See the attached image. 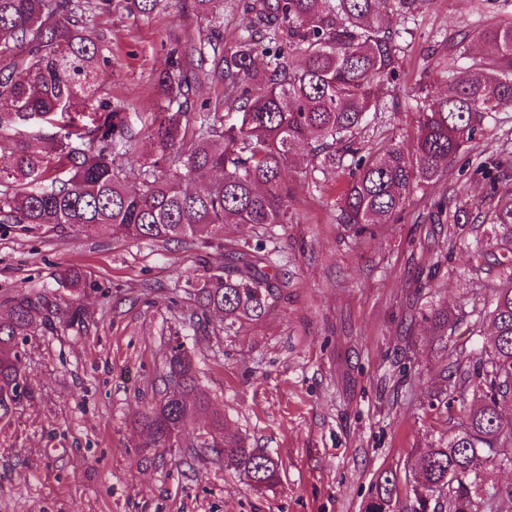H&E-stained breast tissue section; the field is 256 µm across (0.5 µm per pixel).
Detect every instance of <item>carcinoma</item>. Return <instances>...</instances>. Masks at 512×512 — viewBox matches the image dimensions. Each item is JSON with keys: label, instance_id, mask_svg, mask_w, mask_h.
Wrapping results in <instances>:
<instances>
[{"label": "carcinoma", "instance_id": "1", "mask_svg": "<svg viewBox=\"0 0 512 512\" xmlns=\"http://www.w3.org/2000/svg\"><path fill=\"white\" fill-rule=\"evenodd\" d=\"M430 0H195L197 13L214 24L199 40L173 48L157 78L160 112L148 135L151 151L135 167L138 134L125 121V106L98 98V76L111 47L85 22L86 14L112 10V0H0V133L47 123L58 130L37 149L16 139L0 153V224L107 227L133 241L198 242L224 247V225L288 223L293 166L304 177L344 167L350 181L336 201L340 224L363 231L389 224L405 211L414 191L437 183L448 166L483 133V122L512 108V22L462 34L491 45L493 54L472 57L446 77L434 67L415 92L412 146L395 140L376 152L356 146L369 115L384 110L385 86L400 75L402 47L386 23L414 16ZM169 0H125L128 14L148 19ZM234 23L243 36L224 49L219 26ZM445 79V88L433 85ZM224 87V106L236 122L191 125L188 104L203 82ZM92 125L82 122L87 111ZM477 170L492 214L473 212L457 200L452 224H512V196L498 197L507 178L499 162ZM135 178L139 187L130 186ZM281 264L260 241L249 259L234 251L189 284L198 323L218 314L224 333L259 321L280 295ZM0 315V419L34 398L22 373L18 340L37 326L81 331L84 309L61 307L41 292L19 289ZM487 315L495 328L473 372L448 364L453 389L470 381L482 392L460 432L417 455L420 481L410 512H474L482 461L512 464V430L502 409L512 403V286L497 291ZM167 364L176 386L138 424L150 435L147 447L163 448L187 431L189 412L207 416L203 447L241 471L256 488L279 481L272 455L246 446L224 431V413L197 383L193 357L177 344ZM398 477L386 471L364 512H390Z\"/></svg>", "mask_w": 512, "mask_h": 512}]
</instances>
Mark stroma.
<instances>
[{"label":"stroma","instance_id":"obj_1","mask_svg":"<svg viewBox=\"0 0 512 512\" xmlns=\"http://www.w3.org/2000/svg\"><path fill=\"white\" fill-rule=\"evenodd\" d=\"M509 21L512 0H433L411 20L392 18L402 68L385 111L360 135L363 150L392 139L411 145L413 93L428 69L482 55L461 33ZM89 24L112 43L100 95L126 103L148 152L157 73L207 22L194 0H171L145 20L113 0ZM491 156L512 173V108L487 120L441 182L415 193L401 221L360 235L337 223L333 202L348 180L338 169L296 183L290 223L225 225L230 249L264 240L287 272L276 308L230 334L217 316L191 324L180 288L204 262L220 264L212 249L134 242L106 228L0 224V303L23 285L86 312L82 332L41 327L19 342L35 397L0 422V512H360L389 470L399 478L391 510L404 512L416 455L459 431L475 402L472 385L447 396L443 369L457 351L488 346L493 326L477 312L512 271V249L490 239V225L420 217L444 196L482 205L476 166ZM72 265L87 274L78 294L60 280ZM438 308L452 314L455 332L433 333ZM178 341L226 430L279 459L273 491L252 490L186 440L142 454L136 422L170 386L166 355Z\"/></svg>","mask_w":512,"mask_h":512}]
</instances>
